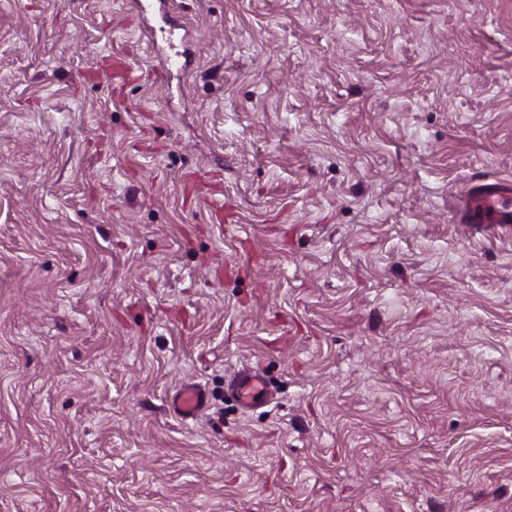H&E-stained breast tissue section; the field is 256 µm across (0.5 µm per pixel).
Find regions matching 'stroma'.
Wrapping results in <instances>:
<instances>
[{
    "label": "stroma",
    "instance_id": "obj_1",
    "mask_svg": "<svg viewBox=\"0 0 512 512\" xmlns=\"http://www.w3.org/2000/svg\"><path fill=\"white\" fill-rule=\"evenodd\" d=\"M150 2L0 0V512H512V0ZM460 213L466 223L479 224L487 233L507 227L512 224V182H475L462 197ZM228 389L241 407L255 408L267 404L272 397L263 375L255 370H242L227 384ZM210 406L207 390L200 384H185L170 397L168 409L184 422L200 417Z\"/></svg>",
    "mask_w": 512,
    "mask_h": 512
}]
</instances>
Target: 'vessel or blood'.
<instances>
[{
    "label": "vessel or blood",
    "mask_w": 512,
    "mask_h": 512,
    "mask_svg": "<svg viewBox=\"0 0 512 512\" xmlns=\"http://www.w3.org/2000/svg\"><path fill=\"white\" fill-rule=\"evenodd\" d=\"M460 213L466 223L479 225L487 233L512 224V182H475L462 197ZM228 389L245 408L265 405L272 397L263 375L255 370L239 371L229 380ZM209 406L207 390L195 383L178 388L168 402L169 411L185 422L197 419Z\"/></svg>",
    "instance_id": "b4317fda"
}]
</instances>
